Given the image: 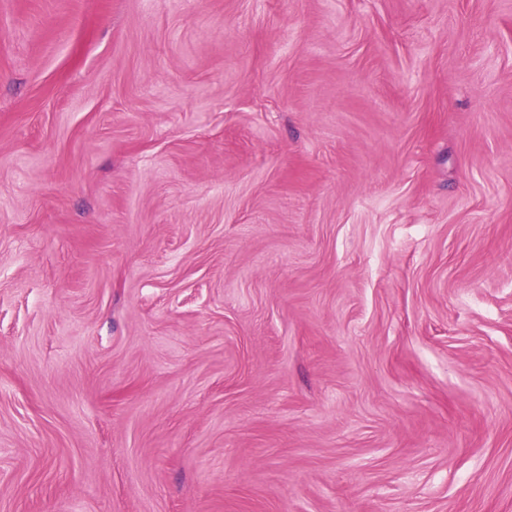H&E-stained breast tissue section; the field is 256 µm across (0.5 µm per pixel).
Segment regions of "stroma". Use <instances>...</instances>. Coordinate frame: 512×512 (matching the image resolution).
<instances>
[{
  "mask_svg": "<svg viewBox=\"0 0 512 512\" xmlns=\"http://www.w3.org/2000/svg\"><path fill=\"white\" fill-rule=\"evenodd\" d=\"M0 512H512V0H0Z\"/></svg>",
  "mask_w": 512,
  "mask_h": 512,
  "instance_id": "1",
  "label": "stroma"
}]
</instances>
